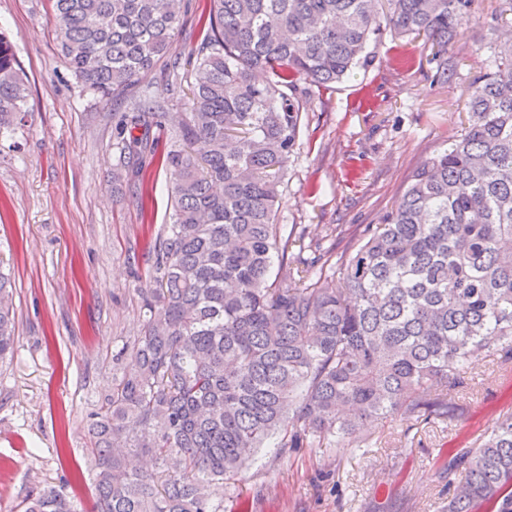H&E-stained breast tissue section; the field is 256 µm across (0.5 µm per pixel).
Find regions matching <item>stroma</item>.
Masks as SVG:
<instances>
[{"instance_id":"1","label":"stroma","mask_w":512,"mask_h":512,"mask_svg":"<svg viewBox=\"0 0 512 512\" xmlns=\"http://www.w3.org/2000/svg\"><path fill=\"white\" fill-rule=\"evenodd\" d=\"M476 18L448 45V81L434 82L424 40L384 34L368 66L312 92L288 163L278 221L306 243L344 252L368 224L383 223L413 173L467 126V87L486 71L500 12L512 33V0H476ZM210 0H181L175 55L181 69L204 40ZM0 34L29 88L28 115L0 136V270L14 291V350L0 360V512H23L47 486L93 507L85 465L87 426L123 369L112 356L145 320L140 286L170 221L173 169L145 168L140 191L115 183L112 129L143 94L165 112L160 150L191 96L158 79L109 98L89 89L59 46L52 0H0ZM456 418L374 421L340 454L300 448L262 453L224 492V512H443L458 476L449 454L471 447L512 414V365L486 357L457 398Z\"/></svg>"}]
</instances>
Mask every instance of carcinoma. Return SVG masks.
Returning <instances> with one entry per match:
<instances>
[{
	"mask_svg": "<svg viewBox=\"0 0 512 512\" xmlns=\"http://www.w3.org/2000/svg\"><path fill=\"white\" fill-rule=\"evenodd\" d=\"M175 2L54 0L68 67L118 96L165 59L163 78L177 85ZM210 2L174 131L186 148L157 154L150 134L166 113L147 98L115 124L113 177L156 159L179 180L139 289L148 316L113 356L123 376L90 425L93 512H224L220 491L262 449L339 452L366 420H446L489 353L512 362V43L471 81L464 133L417 169L384 223L294 271L288 247L308 245L282 234L278 211L302 96L370 63L387 30L440 56L475 0ZM27 99L0 37L1 135ZM12 298L0 271V359L14 347ZM133 456L153 468L133 469ZM448 472L460 480L446 512H512V415L450 456ZM24 512L79 508L46 487Z\"/></svg>",
	"mask_w": 512,
	"mask_h": 512,
	"instance_id": "carcinoma-1",
	"label": "carcinoma"
}]
</instances>
